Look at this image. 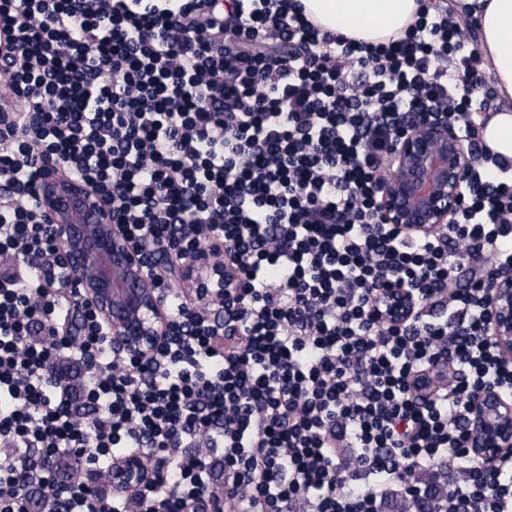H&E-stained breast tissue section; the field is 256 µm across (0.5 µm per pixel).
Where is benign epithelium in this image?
<instances>
[{"label": "benign epithelium", "instance_id": "benign-epithelium-1", "mask_svg": "<svg viewBox=\"0 0 512 512\" xmlns=\"http://www.w3.org/2000/svg\"><path fill=\"white\" fill-rule=\"evenodd\" d=\"M473 151L448 116L433 112L401 127L387 169L380 175L379 214L402 232L428 236L452 222L464 192ZM38 206L60 243L56 253L33 264L48 288L75 290L63 331L80 336L87 314L109 329L112 350L151 359L166 341L170 315L165 299L147 274L145 251L112 223L111 204L84 179L45 166ZM487 327L499 355L512 360V272L488 268ZM414 312L404 289L391 295L387 318L403 321ZM470 442L485 466L494 468L512 451V401L495 389L471 404ZM147 449L112 466V489L131 493L148 483Z\"/></svg>", "mask_w": 512, "mask_h": 512}]
</instances>
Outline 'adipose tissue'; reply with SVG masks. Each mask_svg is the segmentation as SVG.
<instances>
[{
    "label": "adipose tissue",
    "instance_id": "obj_1",
    "mask_svg": "<svg viewBox=\"0 0 512 512\" xmlns=\"http://www.w3.org/2000/svg\"><path fill=\"white\" fill-rule=\"evenodd\" d=\"M322 27L363 41H378L404 27L420 0H302ZM481 32L480 58L500 105L481 131L484 143L512 161V0H460Z\"/></svg>",
    "mask_w": 512,
    "mask_h": 512
}]
</instances>
